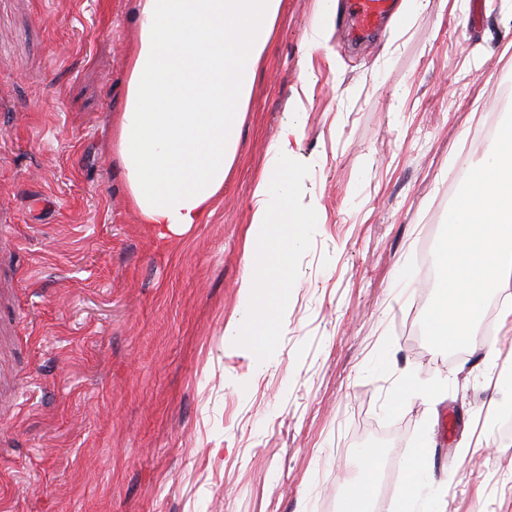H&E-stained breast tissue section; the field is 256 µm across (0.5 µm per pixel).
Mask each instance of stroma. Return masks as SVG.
I'll use <instances>...</instances> for the list:
<instances>
[{
	"label": "stroma",
	"instance_id": "obj_1",
	"mask_svg": "<svg viewBox=\"0 0 512 512\" xmlns=\"http://www.w3.org/2000/svg\"><path fill=\"white\" fill-rule=\"evenodd\" d=\"M313 4L283 0L224 192L165 242L112 150L137 0H0V225L19 230L0 239V512H337L367 447L397 474L424 448L446 512H512V447L466 446L494 397L485 352L426 343L435 287L414 274L512 109V0H427L393 52L386 29L353 43L343 12L306 47ZM295 119L318 222L259 258L284 280L228 342L250 197Z\"/></svg>",
	"mask_w": 512,
	"mask_h": 512
}]
</instances>
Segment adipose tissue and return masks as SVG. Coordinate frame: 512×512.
<instances>
[{
  "label": "adipose tissue",
  "mask_w": 512,
  "mask_h": 512,
  "mask_svg": "<svg viewBox=\"0 0 512 512\" xmlns=\"http://www.w3.org/2000/svg\"><path fill=\"white\" fill-rule=\"evenodd\" d=\"M283 0H137L138 39L127 65L125 108L112 145L139 223L160 239L212 215L237 157L241 127ZM301 127L286 124L269 143L249 204L246 263L261 243L290 253L315 216L295 204L292 177ZM263 281L244 276L226 340L248 334ZM394 512H445L423 449L405 459Z\"/></svg>",
  "instance_id": "1"
}]
</instances>
